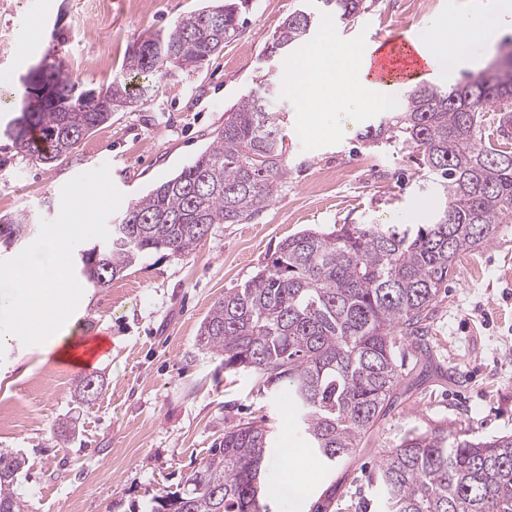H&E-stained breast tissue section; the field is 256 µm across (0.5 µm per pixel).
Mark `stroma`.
Instances as JSON below:
<instances>
[{"instance_id":"1","label":"stroma","mask_w":512,"mask_h":512,"mask_svg":"<svg viewBox=\"0 0 512 512\" xmlns=\"http://www.w3.org/2000/svg\"><path fill=\"white\" fill-rule=\"evenodd\" d=\"M204 2L152 0L139 13L129 0H105L96 18L92 0H0V95L22 98L24 76L39 65L60 64L81 80L109 85L124 77L134 45ZM492 2L372 0L354 22L320 19L291 55L268 59L267 39L300 0H251L236 37L199 70L132 79L134 103L63 160L44 165L0 139V216L23 210L33 223L25 242L0 249V273L48 235L69 231L64 262L77 295L64 318L66 336L100 334L108 346L85 371L25 334L0 345V409L22 415L0 430V448L26 460L16 488L27 512H140L183 485L226 426L263 417L274 431L266 467L273 512L283 508L284 461L297 453L310 476L294 512H310L331 485L332 512H382L371 477L387 438L443 419L476 439L512 434V224L493 244L462 256L450 274L431 321L434 371L425 385L403 386L399 406L366 448L334 471L311 455L287 390L260 392L249 373L225 372L223 357L198 342L214 302L265 268L289 235L337 224H429L445 205L441 186L408 153L362 143L360 133L378 123L380 111L352 104L303 111L285 86L292 60L328 35L339 51L398 40L427 20L447 23ZM270 86V108L288 144L286 175L271 202L249 223L212 225L192 254L151 253L104 288L81 279L80 251L207 147L227 108ZM88 374L103 388L82 403L74 391ZM61 422L74 427L73 439L57 436Z\"/></svg>"}]
</instances>
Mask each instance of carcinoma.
I'll return each instance as SVG.
<instances>
[{"label": "carcinoma", "mask_w": 512, "mask_h": 512, "mask_svg": "<svg viewBox=\"0 0 512 512\" xmlns=\"http://www.w3.org/2000/svg\"><path fill=\"white\" fill-rule=\"evenodd\" d=\"M238 0L208 5L145 39L125 70L194 72L238 31ZM337 23L367 0H315ZM316 13L297 9L267 43L298 45ZM19 115L4 127L13 145L51 165L131 99L126 83L93 88L61 66L29 71ZM271 91L250 92L224 113L212 143L175 176L132 203L79 273L104 288L145 255H189L214 224H245L272 200L288 145L269 108ZM512 38L477 75L442 89L417 85L403 108L369 125L361 141L407 149L418 168L442 179L446 206L433 224H342L283 239L270 265L224 293L200 325L202 347L224 370L251 373L258 390L288 388L304 438L327 467L350 460L431 348L429 321L458 258L491 245L512 223ZM44 146L33 148L31 132ZM29 229L26 213L0 216V247ZM271 431L256 422L224 428L203 465L143 512H272L264 473ZM24 457L0 449V512H25L15 492ZM388 512H512V435L472 439L443 420L385 442L375 474Z\"/></svg>", "instance_id": "1"}]
</instances>
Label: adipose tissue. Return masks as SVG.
Wrapping results in <instances>:
<instances>
[{
  "instance_id": "adipose-tissue-1",
  "label": "adipose tissue",
  "mask_w": 512,
  "mask_h": 512,
  "mask_svg": "<svg viewBox=\"0 0 512 512\" xmlns=\"http://www.w3.org/2000/svg\"><path fill=\"white\" fill-rule=\"evenodd\" d=\"M429 46H417L419 56L428 48L449 49L458 60L473 35L495 40L496 30L478 25L474 15L459 14L452 27L430 22ZM372 49L350 47L343 56L321 49L300 60L295 70L293 91L304 110L345 99L364 109L386 107L389 95L384 86L368 79ZM69 249L66 236L50 237L29 254L15 261L5 278L0 279V340L8 341L19 332L42 335L45 328L60 320L69 307L71 292L65 267L60 258Z\"/></svg>"
}]
</instances>
